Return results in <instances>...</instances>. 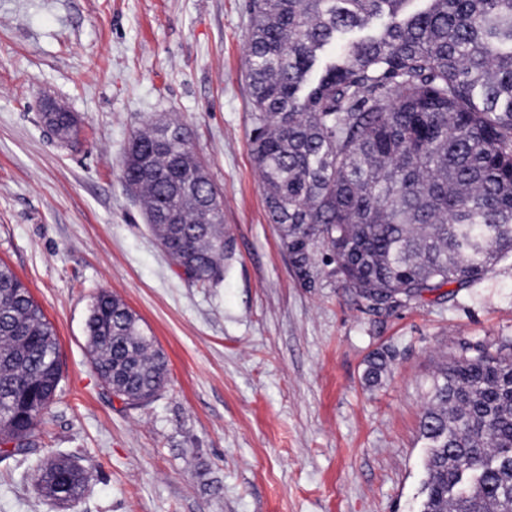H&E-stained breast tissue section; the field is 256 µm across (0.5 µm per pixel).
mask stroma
Listing matches in <instances>:
<instances>
[{
  "label": "stroma",
  "mask_w": 512,
  "mask_h": 512,
  "mask_svg": "<svg viewBox=\"0 0 512 512\" xmlns=\"http://www.w3.org/2000/svg\"><path fill=\"white\" fill-rule=\"evenodd\" d=\"M248 0H0V264L57 332L61 382L41 457L88 476L68 507L0 459V512H418L419 420L461 343L512 340V259L453 299L370 312L340 283L303 287L253 162L244 76ZM75 113L59 142L42 102ZM176 114L224 198L234 253L203 287L172 264L119 161ZM164 352L170 383L132 408L94 373L85 333L100 291ZM392 355L377 386L375 350ZM389 362V352L377 351L372 353L367 361L364 378L369 385L378 384L386 373Z\"/></svg>",
  "instance_id": "stroma-1"
}]
</instances>
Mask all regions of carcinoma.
<instances>
[{
  "label": "carcinoma",
  "mask_w": 512,
  "mask_h": 512,
  "mask_svg": "<svg viewBox=\"0 0 512 512\" xmlns=\"http://www.w3.org/2000/svg\"><path fill=\"white\" fill-rule=\"evenodd\" d=\"M250 0L251 153L291 273L336 280L368 306L454 297L512 258V0ZM40 119L79 134L66 112ZM162 250L219 282L231 258L224 200L171 118L135 131L120 165ZM90 363L124 403L169 383L141 318L107 291L85 321ZM389 353L367 361L379 383ZM61 382L53 325L0 265V455L38 451ZM419 430L420 512H512V343L463 344L440 368ZM77 463L33 467L54 500L87 488Z\"/></svg>",
  "instance_id": "cac0c4a2"
}]
</instances>
